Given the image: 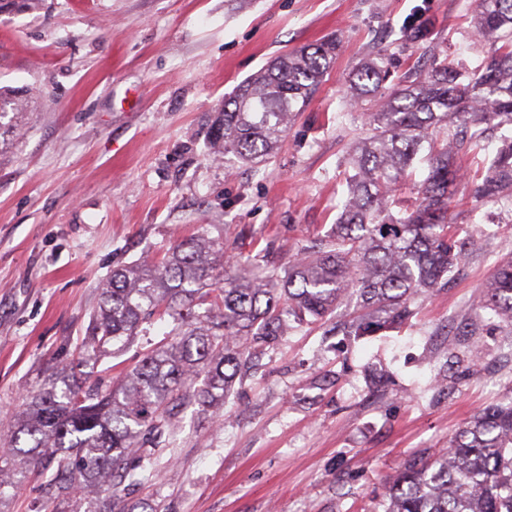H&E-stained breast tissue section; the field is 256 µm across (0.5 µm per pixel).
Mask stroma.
<instances>
[{
  "mask_svg": "<svg viewBox=\"0 0 512 512\" xmlns=\"http://www.w3.org/2000/svg\"><path fill=\"white\" fill-rule=\"evenodd\" d=\"M470 2L41 0L0 13V87L40 94L24 118L0 117V442L26 395L77 355L114 267L205 233L284 274L326 239L345 159L366 134L345 81L381 50L397 73L426 71L427 54L394 42L416 17L440 54L484 62L492 49L471 33ZM334 37L335 63L275 157L211 153L225 97L274 58ZM450 218L469 246L445 289L375 336L341 332L353 296L289 330L221 416L181 411L152 478L128 491L133 512H385L384 481L403 462L433 456L512 395V327L471 311L512 253V206L468 198ZM171 327L155 321L85 374L135 368Z\"/></svg>",
  "mask_w": 512,
  "mask_h": 512,
  "instance_id": "35a3bbf8",
  "label": "stroma"
}]
</instances>
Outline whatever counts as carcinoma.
<instances>
[{
    "label": "carcinoma",
    "instance_id": "cac0c4a2",
    "mask_svg": "<svg viewBox=\"0 0 512 512\" xmlns=\"http://www.w3.org/2000/svg\"><path fill=\"white\" fill-rule=\"evenodd\" d=\"M472 30L493 46L488 62L468 71L436 54L431 24L407 23L400 38L433 58L426 74L407 72L391 89L390 54L360 63L349 79L350 106L373 102L367 137L359 141L346 182L343 211L331 239L303 251L282 276L256 273L241 257H224V243L204 234L171 244L161 259L112 270L101 285L83 350L91 357L146 331L154 317L175 322L170 341L156 346L132 372L111 384L87 383L83 361L49 373L10 423L0 446L3 486L31 467L51 471L43 490L76 512L87 495L93 512H132L126 488L151 475L179 412L219 410L241 372L290 323L313 324L346 297L362 313L345 329L371 336L409 319L410 300L436 292L459 268L467 242L448 211L462 181L456 156L485 137L484 124L512 126V0H474ZM339 42L305 46L261 68L224 100L212 122L216 153L259 163L288 133L295 113L311 101ZM31 95L0 92V112L27 111ZM426 165L419 199L401 205L399 187L415 161ZM471 195L512 201V140L504 143ZM512 325V255L503 259L473 304ZM203 377L202 386L193 381ZM386 512H512V399L475 414L438 456L409 460L385 484Z\"/></svg>",
    "mask_w": 512,
    "mask_h": 512
}]
</instances>
